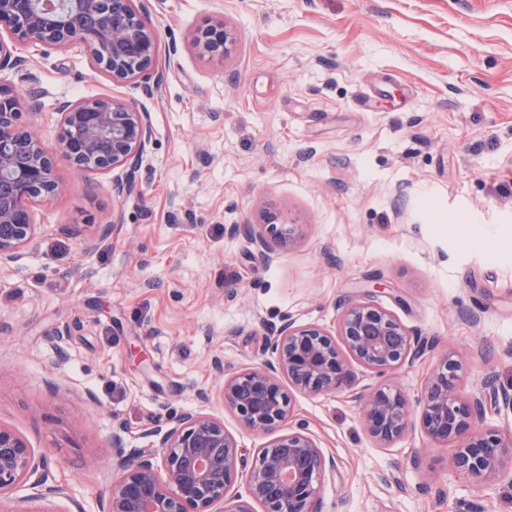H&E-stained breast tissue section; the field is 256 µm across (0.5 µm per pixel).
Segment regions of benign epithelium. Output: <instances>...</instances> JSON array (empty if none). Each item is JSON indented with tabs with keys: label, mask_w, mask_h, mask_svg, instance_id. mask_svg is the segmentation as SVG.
<instances>
[{
	"label": "benign epithelium",
	"mask_w": 512,
	"mask_h": 512,
	"mask_svg": "<svg viewBox=\"0 0 512 512\" xmlns=\"http://www.w3.org/2000/svg\"><path fill=\"white\" fill-rule=\"evenodd\" d=\"M123 2L125 16L112 19L110 37L101 42L74 17L55 26L46 23L44 13L67 0H0V70L17 63L14 50L19 45L61 50L79 43L112 81L145 77L158 58V36L134 0ZM194 41L211 55L225 54L224 21H215ZM38 108L35 93L23 95L0 84V176L16 185L11 198L0 200V266L20 259L37 233L34 204L54 197L59 187L54 157L34 132L17 125L20 113ZM58 112L63 126L59 155L79 171L124 169V175L112 180V191L119 198L129 195L134 170L151 139L149 114L110 96L65 101ZM242 229L264 262L272 260L270 241L285 242L295 233L294 225L277 224L272 215L265 224L235 225L231 231ZM426 346L425 337L368 298L343 308L337 336L318 326L285 323L271 343L273 359L232 373L222 386L224 406L245 428L275 434L258 449L252 465L223 420L208 412L185 411L149 432L158 437V450L117 454L102 512H253V502L263 512H321V487L333 461L305 423L293 420L283 377L306 394L349 389L362 403L367 431L382 444L401 437L416 418L432 442L454 444V465L465 478L478 485L492 481L505 461L512 462V432L504 435L483 427V422L492 407L512 410V393L499 392L487 379L479 392L460 395L461 366L446 354L413 405L395 385L359 389V378L348 363L351 358L384 374L414 361ZM245 468L249 473L242 496L232 489ZM22 487L30 493L16 496ZM62 491L26 437L0 424V512H52L46 501Z\"/></svg>",
	"instance_id": "1"
}]
</instances>
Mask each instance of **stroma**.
Masks as SVG:
<instances>
[{
	"mask_svg": "<svg viewBox=\"0 0 512 512\" xmlns=\"http://www.w3.org/2000/svg\"><path fill=\"white\" fill-rule=\"evenodd\" d=\"M139 5L160 38L153 93L112 82L79 44L18 47L22 64L0 71L39 92L18 126L48 154L62 101L122 99L153 129L131 196L59 161L36 236L0 266V423L64 487L53 512H99L119 426L129 454L157 422L202 409L254 460L267 438L225 409L223 374L270 358L285 321L333 332L343 302L369 294L434 345L393 372L360 370L361 386L417 399L451 352L465 392L487 378L512 392V0ZM218 18L233 43L200 55L193 37ZM266 210L298 231L263 263L229 228ZM292 406L334 461L323 512H512V472L473 484L453 446L418 429L378 445L350 390Z\"/></svg>",
	"mask_w": 512,
	"mask_h": 512,
	"instance_id": "1",
	"label": "stroma"
}]
</instances>
